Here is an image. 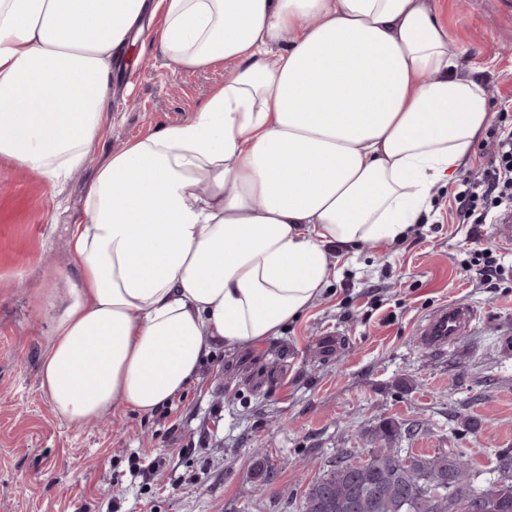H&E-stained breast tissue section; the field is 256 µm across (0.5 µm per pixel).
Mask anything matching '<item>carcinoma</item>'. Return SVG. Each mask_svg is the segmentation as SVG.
Here are the masks:
<instances>
[{
  "label": "carcinoma",
  "instance_id": "carcinoma-1",
  "mask_svg": "<svg viewBox=\"0 0 512 512\" xmlns=\"http://www.w3.org/2000/svg\"><path fill=\"white\" fill-rule=\"evenodd\" d=\"M398 427L386 422L376 436L384 447L358 467L346 449L304 491L302 512H448V500L482 492L478 512H512V449L500 452L493 479L482 485L461 452L415 455L390 447Z\"/></svg>",
  "mask_w": 512,
  "mask_h": 512
}]
</instances>
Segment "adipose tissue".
Returning a JSON list of instances; mask_svg holds the SVG:
<instances>
[{
	"label": "adipose tissue",
	"instance_id": "adipose-tissue-1",
	"mask_svg": "<svg viewBox=\"0 0 512 512\" xmlns=\"http://www.w3.org/2000/svg\"><path fill=\"white\" fill-rule=\"evenodd\" d=\"M154 17L166 58L224 80L85 186L40 367L76 427L152 414L215 345L276 335L333 276L329 246L401 241L488 121L431 0H0V161L82 166Z\"/></svg>",
	"mask_w": 512,
	"mask_h": 512
}]
</instances>
